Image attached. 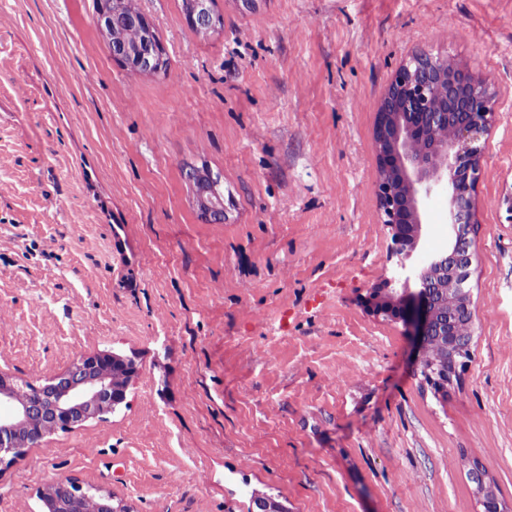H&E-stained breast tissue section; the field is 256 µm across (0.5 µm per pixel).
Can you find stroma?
<instances>
[{
    "label": "stroma",
    "mask_w": 512,
    "mask_h": 512,
    "mask_svg": "<svg viewBox=\"0 0 512 512\" xmlns=\"http://www.w3.org/2000/svg\"><path fill=\"white\" fill-rule=\"evenodd\" d=\"M168 65L112 58L94 0H0V373L135 359L128 405L0 469V512L75 481L134 512H512V0H139ZM488 81L471 358L447 391L402 325L373 127L416 51ZM206 171L224 218L204 220ZM416 257L442 250L431 197ZM205 0H189L187 1L186 18L189 23L197 30V32L208 35L217 30L219 24L215 19L211 7H205L206 3H211ZM470 478L481 499L482 512H507L503 509L498 499L485 495V489L489 484V477L481 466L474 465L470 472Z\"/></svg>",
    "instance_id": "stroma-1"
}]
</instances>
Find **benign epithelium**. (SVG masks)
Masks as SVG:
<instances>
[{"label": "benign epithelium", "instance_id": "1", "mask_svg": "<svg viewBox=\"0 0 512 512\" xmlns=\"http://www.w3.org/2000/svg\"><path fill=\"white\" fill-rule=\"evenodd\" d=\"M205 4L187 0L186 11L203 35L218 25ZM120 8V0H100L97 10V27L112 43V58L123 64L134 58L133 69L142 73L161 70L164 50L151 20L142 12L127 18L143 29L145 49L136 56L112 26ZM495 121L496 98L487 84L465 68L419 52L397 71L373 128L377 197L395 261L392 276L368 288L362 303L368 313L402 323L416 342L417 368L444 390L475 336V193ZM440 193L448 194L447 244L414 262L427 201ZM137 375L135 359L115 352L81 355L44 381L18 382L0 373V465L59 431L115 413L126 404ZM470 478L482 512H505L498 499L485 495L489 477L481 466L471 469ZM39 499L42 512H133L112 492L71 481L47 484Z\"/></svg>", "mask_w": 512, "mask_h": 512}]
</instances>
